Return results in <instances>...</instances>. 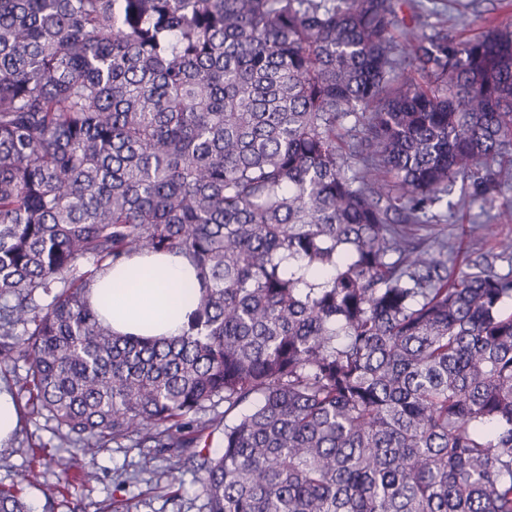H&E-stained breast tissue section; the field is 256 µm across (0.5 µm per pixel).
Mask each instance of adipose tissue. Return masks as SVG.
Segmentation results:
<instances>
[{"mask_svg":"<svg viewBox=\"0 0 512 512\" xmlns=\"http://www.w3.org/2000/svg\"><path fill=\"white\" fill-rule=\"evenodd\" d=\"M198 277L178 253H143L102 273L92 285L91 304L120 335L181 334L198 298Z\"/></svg>","mask_w":512,"mask_h":512,"instance_id":"ef3b65f1","label":"adipose tissue"}]
</instances>
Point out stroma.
Here are the masks:
<instances>
[{
	"instance_id": "1",
	"label": "stroma",
	"mask_w": 512,
	"mask_h": 512,
	"mask_svg": "<svg viewBox=\"0 0 512 512\" xmlns=\"http://www.w3.org/2000/svg\"><path fill=\"white\" fill-rule=\"evenodd\" d=\"M434 8L446 9L450 32L466 38L482 32L489 25L512 23V0H434ZM451 198L455 204L452 218L442 220L443 206H435L429 224L433 233L455 243L460 257L475 252L492 251L495 241L512 237V213L506 205L512 202V185L502 188L496 206L483 214L482 203L473 196L471 179L457 180ZM44 442L53 458L51 466H33L31 443ZM69 448L59 446L50 423L39 417L25 416L13 445L0 446V484L15 483L19 472L34 469V485L25 487L29 503L44 506L42 486L56 480V475L70 456ZM97 482L90 488L76 489L66 498L56 500L55 512H105L112 500L126 501L130 512H200L202 488L196 474L190 471L180 476L178 489H170L165 474V460H157L155 470H140L138 449L129 442L111 444L95 459Z\"/></svg>"
}]
</instances>
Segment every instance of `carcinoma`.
Returning a JSON list of instances; mask_svg holds the SVG:
<instances>
[{
  "label": "carcinoma",
  "instance_id": "obj_1",
  "mask_svg": "<svg viewBox=\"0 0 512 512\" xmlns=\"http://www.w3.org/2000/svg\"><path fill=\"white\" fill-rule=\"evenodd\" d=\"M433 16L0 0V373L73 448L47 505L127 440L198 474L203 512H512V239L455 276L419 234L458 178L484 203L512 181V25ZM140 252L199 272L179 336L91 308Z\"/></svg>",
  "mask_w": 512,
  "mask_h": 512
}]
</instances>
